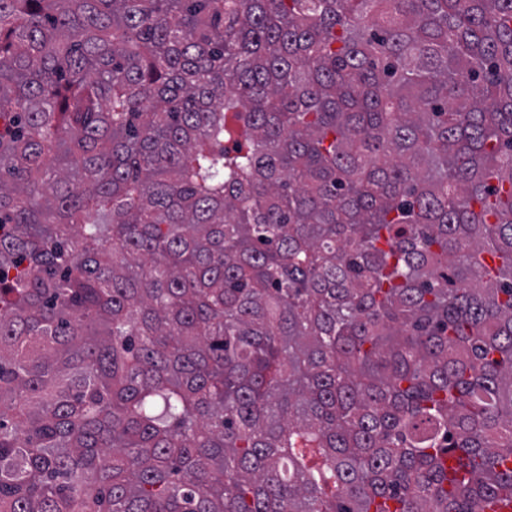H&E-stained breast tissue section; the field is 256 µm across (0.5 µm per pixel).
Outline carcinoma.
<instances>
[{
    "instance_id": "obj_1",
    "label": "carcinoma",
    "mask_w": 512,
    "mask_h": 512,
    "mask_svg": "<svg viewBox=\"0 0 512 512\" xmlns=\"http://www.w3.org/2000/svg\"><path fill=\"white\" fill-rule=\"evenodd\" d=\"M512 0H0V512L512 504Z\"/></svg>"
}]
</instances>
